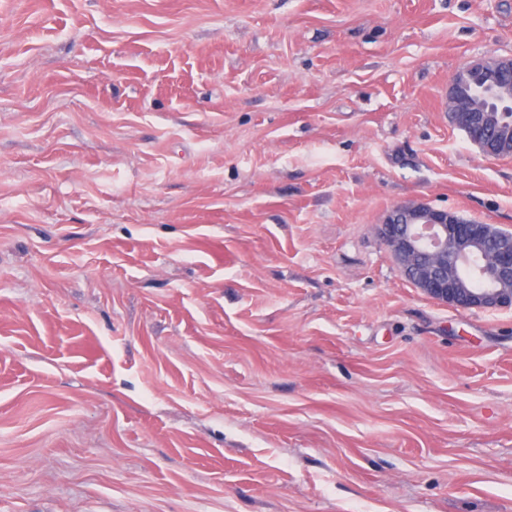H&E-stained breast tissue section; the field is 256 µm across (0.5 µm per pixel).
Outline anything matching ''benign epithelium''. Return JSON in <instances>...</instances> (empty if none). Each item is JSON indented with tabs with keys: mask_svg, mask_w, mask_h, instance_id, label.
I'll return each instance as SVG.
<instances>
[{
	"mask_svg": "<svg viewBox=\"0 0 512 512\" xmlns=\"http://www.w3.org/2000/svg\"><path fill=\"white\" fill-rule=\"evenodd\" d=\"M480 73L504 75L489 96L512 102V59H484L456 76L448 95L449 112L488 158L512 155V114L493 110L469 88ZM379 237L413 285L439 303L456 308L512 309V236L494 224H475L458 214L425 202L392 208L380 225ZM487 256L483 273L499 284L476 292L457 275L470 256Z\"/></svg>",
	"mask_w": 512,
	"mask_h": 512,
	"instance_id": "benign-epithelium-1",
	"label": "benign epithelium"
}]
</instances>
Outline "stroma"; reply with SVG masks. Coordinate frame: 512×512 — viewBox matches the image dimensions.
I'll list each match as a JSON object with an SVG mask.
<instances>
[{
	"instance_id": "35a3bbf8",
	"label": "stroma",
	"mask_w": 512,
	"mask_h": 512,
	"mask_svg": "<svg viewBox=\"0 0 512 512\" xmlns=\"http://www.w3.org/2000/svg\"><path fill=\"white\" fill-rule=\"evenodd\" d=\"M487 58L512 0H0V512H512V309L378 234L512 232ZM480 73L504 75L508 78L494 84L489 96L512 102V59H484L463 69L456 76L448 95L449 112L488 158L512 155V112H496L483 98L473 96L469 88ZM473 126L475 128L471 131ZM379 237L413 287L431 299L464 310L512 309V236L496 225L475 224L417 201L392 208L380 224ZM475 254H486L483 273L498 288H487V277L479 276L485 260L470 257ZM460 265L463 276L486 289L470 288L456 273Z\"/></svg>"
}]
</instances>
